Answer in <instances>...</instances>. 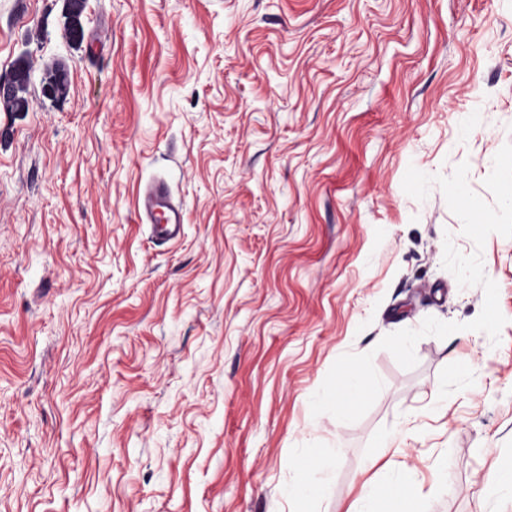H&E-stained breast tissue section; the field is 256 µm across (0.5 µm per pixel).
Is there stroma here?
I'll use <instances>...</instances> for the list:
<instances>
[{
	"instance_id": "35a3bbf8",
	"label": "stroma",
	"mask_w": 512,
	"mask_h": 512,
	"mask_svg": "<svg viewBox=\"0 0 512 512\" xmlns=\"http://www.w3.org/2000/svg\"><path fill=\"white\" fill-rule=\"evenodd\" d=\"M0 0V512H363L385 483L422 512H512V238L482 259L506 318L467 330L443 243L477 250L439 187L512 143V0ZM65 64V97L42 92ZM185 210L154 241L136 195ZM402 368L379 349L425 318ZM383 389L312 416L345 353ZM308 472L296 462L309 449ZM13 69H15L16 75L15 87L4 95L0 94V104L6 112H27L29 109L30 69L24 62H18ZM137 209L141 218L149 222L152 237L161 245L174 244L181 237L183 210L174 203L166 184L152 180L138 194Z\"/></svg>"
}]
</instances>
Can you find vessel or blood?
<instances>
[{"label":"vessel or blood","mask_w":512,"mask_h":512,"mask_svg":"<svg viewBox=\"0 0 512 512\" xmlns=\"http://www.w3.org/2000/svg\"><path fill=\"white\" fill-rule=\"evenodd\" d=\"M137 209L141 218L149 222L156 242L164 245L179 240L184 223L183 210L172 201L163 181L156 179L142 187L138 194Z\"/></svg>","instance_id":"vessel-or-blood-1"}]
</instances>
